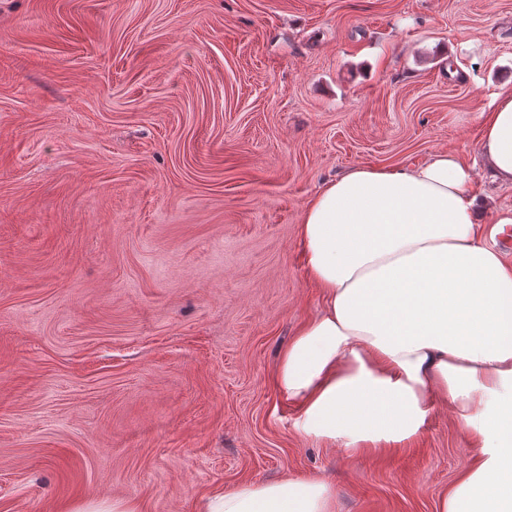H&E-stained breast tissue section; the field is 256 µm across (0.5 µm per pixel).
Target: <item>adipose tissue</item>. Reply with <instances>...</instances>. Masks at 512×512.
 Instances as JSON below:
<instances>
[{"label": "adipose tissue", "instance_id": "ef3b65f1", "mask_svg": "<svg viewBox=\"0 0 512 512\" xmlns=\"http://www.w3.org/2000/svg\"><path fill=\"white\" fill-rule=\"evenodd\" d=\"M481 156L512 184V89ZM469 166L445 151L410 167L358 166L309 202L297 236L324 305L280 353L295 429L347 452L410 443L434 401L474 439L439 512H512V270L483 239ZM331 485L286 477L209 494L202 512H335Z\"/></svg>", "mask_w": 512, "mask_h": 512}]
</instances>
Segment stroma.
Masks as SVG:
<instances>
[{
  "label": "stroma",
  "mask_w": 512,
  "mask_h": 512,
  "mask_svg": "<svg viewBox=\"0 0 512 512\" xmlns=\"http://www.w3.org/2000/svg\"><path fill=\"white\" fill-rule=\"evenodd\" d=\"M512 0H0V512H197L318 476L336 512H438L444 403L399 448L303 437L274 385L323 305L296 237L355 166L480 163ZM66 512H139V506L133 499L110 502L88 503L72 502L65 508Z\"/></svg>",
  "instance_id": "obj_1"
}]
</instances>
